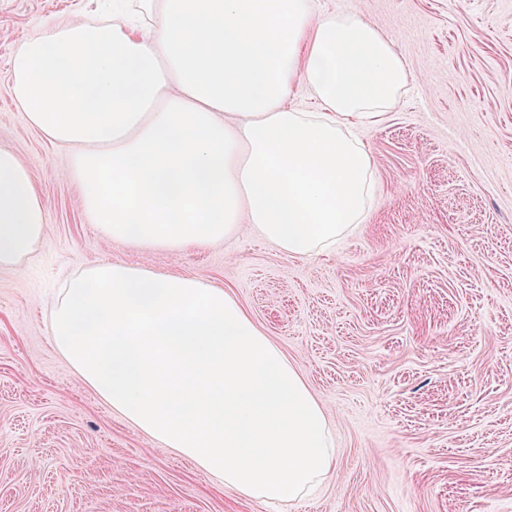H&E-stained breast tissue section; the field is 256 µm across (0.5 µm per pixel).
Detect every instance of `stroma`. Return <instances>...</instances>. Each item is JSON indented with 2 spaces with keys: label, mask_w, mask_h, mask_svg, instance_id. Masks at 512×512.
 Wrapping results in <instances>:
<instances>
[{
  "label": "stroma",
  "mask_w": 512,
  "mask_h": 512,
  "mask_svg": "<svg viewBox=\"0 0 512 512\" xmlns=\"http://www.w3.org/2000/svg\"><path fill=\"white\" fill-rule=\"evenodd\" d=\"M404 54L397 107L357 135L375 173L363 224L289 255L248 228L179 252L103 238L69 150L10 92L16 45L89 0H0V147L48 205L35 259L0 268V512H512V0H315ZM103 259L223 287L321 404L323 484L276 506L221 486L139 430L65 363L48 324Z\"/></svg>",
  "instance_id": "obj_1"
}]
</instances>
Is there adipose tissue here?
Returning <instances> with one entry per match:
<instances>
[{"label": "adipose tissue", "mask_w": 512, "mask_h": 512, "mask_svg": "<svg viewBox=\"0 0 512 512\" xmlns=\"http://www.w3.org/2000/svg\"><path fill=\"white\" fill-rule=\"evenodd\" d=\"M133 26L63 22L11 59L28 124L70 151L66 177L106 239L168 250L248 225L293 256L368 213L356 123L392 111L407 62L360 13L313 0H141ZM304 86L319 103L296 105ZM31 170L0 147V267L46 237ZM53 344L113 410L226 488L293 503L336 464L321 404L224 288L105 259L77 273Z\"/></svg>", "instance_id": "adipose-tissue-1"}]
</instances>
